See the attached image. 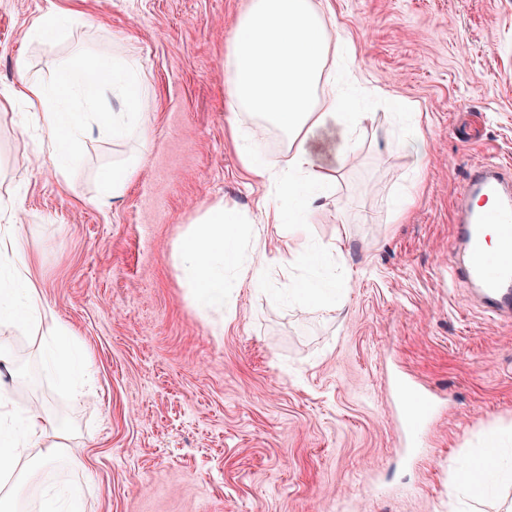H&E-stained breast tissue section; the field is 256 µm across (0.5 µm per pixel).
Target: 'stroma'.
<instances>
[{
    "mask_svg": "<svg viewBox=\"0 0 512 512\" xmlns=\"http://www.w3.org/2000/svg\"><path fill=\"white\" fill-rule=\"evenodd\" d=\"M249 0H73L67 29L30 41L52 0H0V92L27 57L49 83L89 50L137 60L149 120L83 136L56 173L29 132L0 118V197L18 196L21 244L41 299L93 353V389L72 402L43 367L39 338L0 325L25 380L20 404L64 417L86 454L93 512H450L468 461L512 453V319L493 321L448 281L454 191L490 158L512 169V0H329L351 67L384 98L369 105L353 165L346 132L316 128L308 150L334 173L309 218L345 244L342 306L277 307L249 285L229 317L196 309L177 243L214 202L235 205L271 264L284 239L259 213L226 135L224 64ZM420 113L424 158L389 152L398 103ZM142 161L115 198L99 176ZM424 178L412 187L416 165ZM414 202L396 217L404 191ZM445 399L422 448L404 446L388 375Z\"/></svg>",
    "mask_w": 512,
    "mask_h": 512,
    "instance_id": "stroma-1",
    "label": "stroma"
}]
</instances>
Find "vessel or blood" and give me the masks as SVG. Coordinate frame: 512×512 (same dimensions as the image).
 <instances>
[{
	"instance_id": "obj_1",
	"label": "vessel or blood",
	"mask_w": 512,
	"mask_h": 512,
	"mask_svg": "<svg viewBox=\"0 0 512 512\" xmlns=\"http://www.w3.org/2000/svg\"><path fill=\"white\" fill-rule=\"evenodd\" d=\"M499 247L488 251V234ZM451 254L461 262L448 269L451 282L475 289L480 304L496 316L512 315V178L494 162L472 166L456 191ZM391 390L402 414L405 444L416 447L435 405L406 379H394Z\"/></svg>"
}]
</instances>
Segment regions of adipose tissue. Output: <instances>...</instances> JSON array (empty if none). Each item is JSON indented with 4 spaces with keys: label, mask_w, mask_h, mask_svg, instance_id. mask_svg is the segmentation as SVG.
Here are the masks:
<instances>
[{
    "label": "adipose tissue",
    "mask_w": 512,
    "mask_h": 512,
    "mask_svg": "<svg viewBox=\"0 0 512 512\" xmlns=\"http://www.w3.org/2000/svg\"><path fill=\"white\" fill-rule=\"evenodd\" d=\"M342 60L355 52L351 42L328 27L323 10L313 0H250L240 16L225 64V93L232 108L254 114L263 124L280 130L288 140L286 166L275 168L254 162L256 129L231 123L235 148L253 180L267 186L263 204L265 222L283 225L287 240L280 260L296 269L309 261V228L305 222L331 177L315 164L306 144L312 130L333 120L348 134L342 163H352L362 135L357 127L362 113L352 111L350 100L336 89V76L327 72L329 53ZM18 81L0 95V109H13L20 129H40L45 140L41 152L52 156L57 168L65 166V151L82 136L86 124L81 113L69 111L68 101L82 95L96 107L104 126L117 135L128 134L149 119L137 79L135 61L114 65L82 56L60 69L54 85L28 77L25 59L16 62ZM119 91L127 111L113 112L108 90ZM20 328L43 327L41 356L46 370L70 392L81 396L78 371L91 362L72 332L59 323L40 298L31 263L20 242L14 202H0V322ZM13 348L0 342V512H17L24 486L41 474L62 467L83 472L85 456L73 445L66 425L39 405H17L13 392L18 375ZM38 449L37 464H27L30 449Z\"/></svg>",
    "instance_id": "adipose-tissue-1"
}]
</instances>
